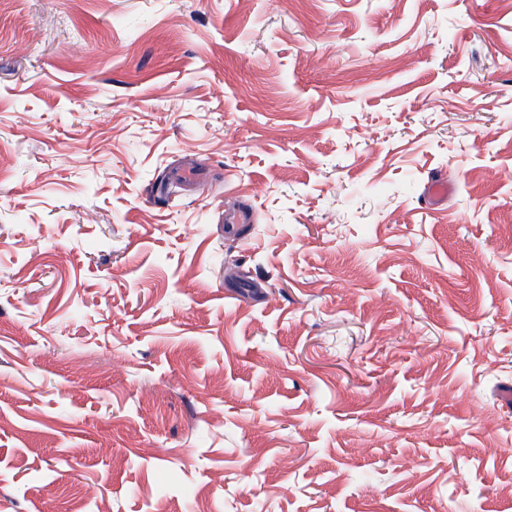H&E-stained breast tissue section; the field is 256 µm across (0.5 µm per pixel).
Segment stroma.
I'll list each match as a JSON object with an SVG mask.
<instances>
[{
	"label": "stroma",
	"instance_id": "35a3bbf8",
	"mask_svg": "<svg viewBox=\"0 0 512 512\" xmlns=\"http://www.w3.org/2000/svg\"><path fill=\"white\" fill-rule=\"evenodd\" d=\"M508 391L512 0H0V512H512Z\"/></svg>",
	"mask_w": 512,
	"mask_h": 512
}]
</instances>
